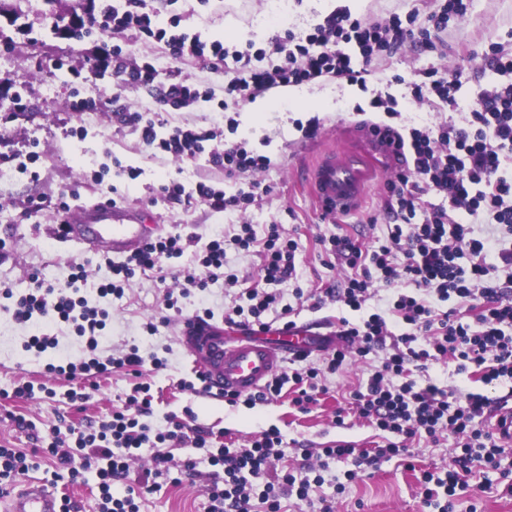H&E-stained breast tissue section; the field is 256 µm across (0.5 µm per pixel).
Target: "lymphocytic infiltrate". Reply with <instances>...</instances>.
I'll return each instance as SVG.
<instances>
[{"mask_svg":"<svg viewBox=\"0 0 512 512\" xmlns=\"http://www.w3.org/2000/svg\"><path fill=\"white\" fill-rule=\"evenodd\" d=\"M124 11L105 10L92 18L91 28L100 35L129 29L152 38L166 47L173 60L186 57L208 59L218 68L233 63L226 84L228 95L238 102L256 98L277 87L298 85L322 77H336L366 86L373 59L391 54L404 43L424 50L433 49L432 32H444L451 18L465 14V0H442L427 16L426 26H416L415 14L390 15L384 20L353 16L340 8L299 36L285 33L274 36L271 50L281 58L269 70L242 73L240 64L249 60L252 43L226 48L223 42H205L199 36L178 32V19L161 20L147 11L145 0H125ZM486 67L510 75L507 83L483 89L470 106L463 125L441 123L398 129L375 123L371 129L380 144L402 159L395 179L388 181L389 204L395 205L401 221L385 225L380 245L364 248L345 235L322 238L327 255L344 263L349 273L339 288L326 289L331 300L357 312V321L340 318L341 346L325 351L326 370L338 372L349 360H362L376 350L386 356L369 377L367 386L355 390L350 398L360 417L387 439L375 453H367L352 443L333 441L320 448L328 458H353L355 464L375 465L382 458L405 457L409 440L418 438L438 443L442 433L456 438L457 469L445 474L424 472L422 504L431 507L443 501L451 512L457 492L469 486L476 462H493L505 453L497 433L487 429L485 419L495 399L481 393L458 395L455 389L435 384L418 386L413 369L428 370L440 362H454L458 372L476 370L484 383L512 379V47L490 43L483 57ZM112 72L125 86H149L156 90L164 111L185 109L208 99L207 91L186 83L178 69L162 70L152 63L132 60L129 50L112 48ZM461 72H441L431 68L415 73L407 83L414 100L436 107H457L462 87ZM123 124L138 133L144 147L154 154L191 159L201 153L205 142L215 140V130L176 126L158 135L155 115L119 110ZM214 166L225 175L252 174L253 179L225 194L207 182L185 188L171 180L161 185L162 198L192 204L201 202L212 211L244 209L262 200L269 186L255 180V172L265 170L266 156L228 143L210 154ZM436 193L440 201L425 203L424 197ZM483 222L503 229L495 239L476 236L474 226ZM254 252L260 258L258 281L246 289V304L224 312V322L240 329L265 327L268 314L285 319L297 310L285 304L274 285L296 279L297 240L284 236L281 225H266L256 233L253 225L241 224L230 234H216L208 241L182 234L153 240L133 251L124 260L107 261L97 293L102 299L123 298L128 282L137 274L175 270L176 260L190 256L192 266L185 281L189 287L206 290L209 284L224 281L234 286L236 272L228 270L224 258L228 246ZM87 279L83 263L71 262L66 278L48 283L32 277L28 288L19 294L11 313L13 321L30 330L22 348L42 354L58 348L57 337L46 333L49 325L65 324L83 344L86 359L63 360L47 364L57 379L68 383L69 402L85 400L82 383L91 378H106L117 370L136 377L129 397L130 410L113 412L99 425L75 431L72 425L54 426L47 435L44 450L51 458L52 474L75 472L77 467H95L100 498L98 512H140L142 494L155 491L154 482L128 485V460L135 451L154 449L155 479L169 476L172 458L159 451V444L172 441L189 447L191 456L181 463V472L195 476L198 462L216 468L207 487L206 512H253L262 503L264 512H281V499L293 494L306 500L309 477L269 470L271 459L284 453L278 429L262 431L250 447L234 448L212 430L189 427L170 418L164 431H152L143 416L151 411L150 387L142 383L145 364L154 371L167 367L166 358L143 356L138 345L128 346L122 356L100 358L99 344L104 338L108 311L89 304L80 285ZM393 288L386 312L368 313L364 306L374 284ZM304 354L292 356L291 368L280 371L266 384L243 400L255 406L279 397L285 386H293L294 405L307 409L324 390L322 369L308 365ZM124 484L114 492V484Z\"/></svg>","mask_w":512,"mask_h":512,"instance_id":"f902f5d3","label":"lymphocytic infiltrate"}]
</instances>
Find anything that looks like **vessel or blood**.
Returning a JSON list of instances; mask_svg holds the SVG:
<instances>
[{"label":"vessel or blood","instance_id":"vessel-or-blood-1","mask_svg":"<svg viewBox=\"0 0 512 512\" xmlns=\"http://www.w3.org/2000/svg\"><path fill=\"white\" fill-rule=\"evenodd\" d=\"M378 178L372 157L353 149L328 152L307 174L318 201L338 210L351 207ZM66 220L69 238L116 257L153 238L130 208L110 201L67 214ZM181 335L208 395L217 399L259 390L286 354L310 349L320 339L313 324L293 323L261 329L254 339L228 341L223 326L195 317L184 320ZM0 512H62V507L54 491L29 485L9 495Z\"/></svg>","mask_w":512,"mask_h":512}]
</instances>
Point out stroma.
Masks as SVG:
<instances>
[{"mask_svg": "<svg viewBox=\"0 0 512 512\" xmlns=\"http://www.w3.org/2000/svg\"><path fill=\"white\" fill-rule=\"evenodd\" d=\"M276 0H149V10L180 20L179 29L188 34H199L211 42L224 37L226 27L239 29L244 39L253 41L258 56L250 64L271 68L279 64L278 55L267 52L269 35L292 31L304 34L323 22L336 8H349L353 15L383 18L389 13H413L418 24H425L437 0H288L285 19L275 14ZM12 41L0 45V79H5L10 91L0 95V171L7 179L0 183V447L19 448L31 453L28 472L17 475L11 491H18L28 483L45 485L58 496L69 497L79 512H97L99 496L95 470L82 471L75 481L54 480L43 455L35 451L36 443L29 431L18 426V418L35 424L39 433H47L59 422L77 427L99 422L113 410L125 407L134 380L125 371H117L110 378L99 380L97 387L88 388V401L70 405L61 397L51 399L18 398L13 391L19 383L37 381L59 387V380L45 374L44 365L57 359L76 361L84 358L81 342L64 325L51 327V335L59 339L56 352L40 357L24 354L21 343L27 331L16 325L9 313L12 301L4 294L5 288L21 292L27 288L30 276L36 275L48 282L65 278L68 264L76 260L85 263L88 279L81 293L89 301H96L97 283L105 255L90 250L75 241H58L51 211H35L41 201L56 199L66 189L74 195L70 207H91L108 198V186L117 187L127 204L140 210L147 223L162 225L164 232L195 235L201 239L232 229L236 224L253 225L263 231L266 225L279 224L285 233L299 243L297 280L278 285L285 303L295 304L294 287L321 297L319 307L304 305L299 317L315 320L324 335H335L338 319L346 313L339 303L324 300L327 287L343 282L341 268L325 265L321 237L345 234L366 247L376 245L383 235L384 225L394 218L387 209L386 187L370 188L359 204L335 217L323 218V209L301 176L321 155L331 149H364L369 145L362 128L363 122H391L392 126L434 125L444 122L461 123V110L477 94L497 80L485 69L482 58L493 42H512V0H468L463 17L452 20L447 32L441 33V44L436 51H423L411 46L402 47L392 56L372 61L374 73L366 86L360 87L341 79L321 78L305 87L308 97H328L325 110L309 109L304 103L291 101L264 113L261 122L248 126L242 105L228 104L218 111L217 103L224 98L227 78L224 72L206 67L193 58L172 63L160 44L148 39L134 38L125 31L99 39L92 37L75 46L64 70H57L55 54L50 46L38 44L44 30L36 12H29L8 28ZM131 44L137 56L156 67L165 69L178 65L190 82L209 88L213 99L178 112L159 109L156 92L145 87L120 88L113 74L85 83L80 65L84 58L95 56L100 43ZM441 71L460 69L464 74L458 94L457 110L438 109L426 103L403 98V89L390 85L393 74L408 75L425 69ZM64 76L53 99H46L45 84ZM21 93L23 109H16L13 93ZM399 97V116L388 118L385 112L368 110L369 100L377 93ZM101 101L118 99L121 106L132 111L158 112L166 126H189L203 129H226L230 142H246L248 148L265 155L270 165L258 172L257 180L270 185L272 191L258 204L247 210L213 212L198 203L184 207L176 200L150 204L149 199L163 180L176 179L191 187L204 180L234 194L245 183L241 177H226L215 168L208 156L195 161H181L170 156L154 157L145 149L137 134L124 126L112 110L74 112L70 103L74 94ZM317 120L319 133L315 139H305L302 125ZM40 152L35 173L18 172L19 157L30 151ZM139 169L138 179H129L127 168ZM227 261L239 276L238 286L228 288L216 282L205 291H192L180 299L179 311L167 309V293L179 292V280L158 275L134 278L122 299L108 302L110 321L106 339L98 353L108 356L125 346L136 344L146 353L155 352L165 357L168 365L161 372L144 369L142 379L151 386L152 407L145 421L153 429L163 430L170 417L184 419L187 425L202 426L216 432H225L235 447L249 445L262 430L278 428L287 444L285 455L272 460L273 468L290 470L309 466L313 475L322 477V484L312 485L308 501L297 498L286 501V512H317L320 499L332 500L335 512H423L419 495L423 471H437L451 462L452 441L439 445L413 443L412 466L400 459L380 460L376 468L355 467L352 460H326L319 457L303 459L294 448L303 442L317 448L332 441H348L356 448L374 451L381 445L379 430L364 419L349 416L344 426H337L336 411L344 406L349 391L365 388L372 367L380 364L381 355L367 361H356L339 373L328 375V394L320 396L309 411L294 406L292 393L265 405L249 409L231 407L209 396L180 389L179 381H192L196 373L180 338L184 318L208 308L222 315L231 307L256 277L259 259L255 255L228 251ZM157 327L155 335H148L146 323ZM418 384L434 383L451 387L458 393L479 392L491 398L512 391V381L483 384L478 374L458 373L454 365H433L428 373L416 374ZM512 468V452L504 455L499 467L484 465L483 487L471 488L455 501L454 512H512V495L503 494L501 472ZM199 477L174 483L163 481L160 490L145 494L141 512H205L208 464H199ZM357 470L355 479H347L349 470Z\"/></svg>", "mask_w": 512, "mask_h": 512, "instance_id": "35a3bbf8", "label": "stroma"}]
</instances>
